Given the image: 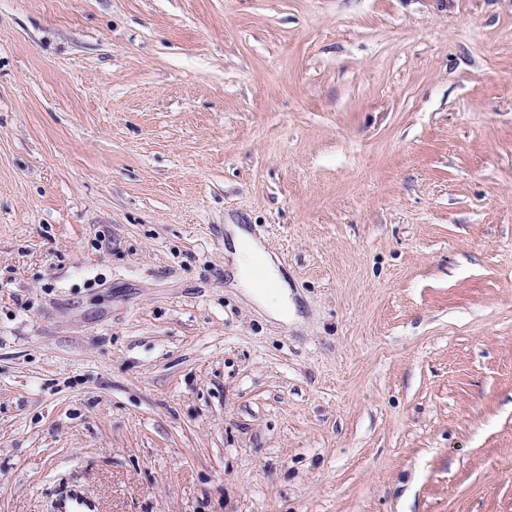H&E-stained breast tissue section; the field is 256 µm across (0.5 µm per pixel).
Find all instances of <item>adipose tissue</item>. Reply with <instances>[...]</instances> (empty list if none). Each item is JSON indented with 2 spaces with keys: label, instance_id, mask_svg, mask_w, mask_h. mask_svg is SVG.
<instances>
[{
  "label": "adipose tissue",
  "instance_id": "obj_1",
  "mask_svg": "<svg viewBox=\"0 0 512 512\" xmlns=\"http://www.w3.org/2000/svg\"><path fill=\"white\" fill-rule=\"evenodd\" d=\"M233 263L236 276L242 287L251 285V272L254 266H262L269 273L276 289L275 295L254 291V300L269 307L275 317L287 318L290 311L288 304V285L282 278L276 262L270 255L257 248L249 235L239 227H232Z\"/></svg>",
  "mask_w": 512,
  "mask_h": 512
}]
</instances>
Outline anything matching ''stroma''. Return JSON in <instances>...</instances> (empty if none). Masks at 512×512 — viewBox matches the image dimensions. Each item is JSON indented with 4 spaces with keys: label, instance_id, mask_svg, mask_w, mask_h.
I'll return each instance as SVG.
<instances>
[{
    "label": "stroma",
    "instance_id": "35a3bbf8",
    "mask_svg": "<svg viewBox=\"0 0 512 512\" xmlns=\"http://www.w3.org/2000/svg\"><path fill=\"white\" fill-rule=\"evenodd\" d=\"M74 486L512 512V0H0V512ZM228 230L232 233L233 263L236 276L243 288L254 289L251 284V272L254 266L260 265L269 273L274 288V296L257 290H249L257 302L269 307L275 317L288 320V313L292 312L288 304V285L282 278L276 262L270 255L257 248L249 235L237 226L231 224Z\"/></svg>",
    "mask_w": 512,
    "mask_h": 512
}]
</instances>
